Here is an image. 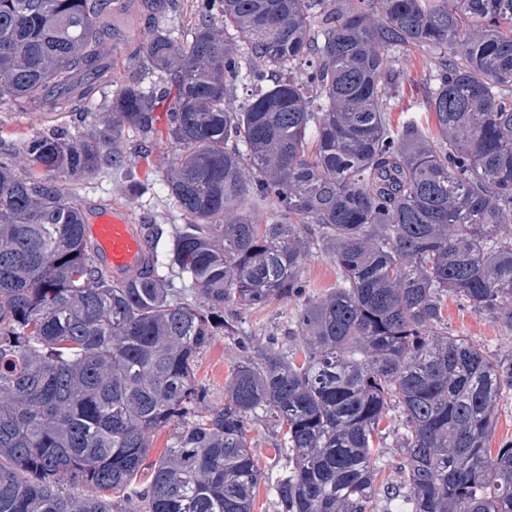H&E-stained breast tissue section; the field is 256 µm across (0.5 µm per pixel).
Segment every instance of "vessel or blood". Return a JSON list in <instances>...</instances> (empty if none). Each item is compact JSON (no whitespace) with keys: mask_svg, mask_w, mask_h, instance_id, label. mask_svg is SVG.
<instances>
[{"mask_svg":"<svg viewBox=\"0 0 512 512\" xmlns=\"http://www.w3.org/2000/svg\"><path fill=\"white\" fill-rule=\"evenodd\" d=\"M97 261L121 279L137 273L147 255L145 236L118 210H99L86 227Z\"/></svg>","mask_w":512,"mask_h":512,"instance_id":"1","label":"vessel or blood"}]
</instances>
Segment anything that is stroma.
I'll return each mask as SVG.
<instances>
[{
  "label": "stroma",
  "instance_id": "1",
  "mask_svg": "<svg viewBox=\"0 0 512 512\" xmlns=\"http://www.w3.org/2000/svg\"><path fill=\"white\" fill-rule=\"evenodd\" d=\"M115 22L124 30L126 40L115 47L110 77L81 111L63 115L22 112L10 100L0 99V161L9 164L17 175L26 173V163L18 151L24 139L57 125L77 131L89 125L102 127L111 124L112 115L107 112L106 105L137 67L131 50L137 46L141 30V24L134 16H119ZM401 66L406 80L392 103L393 121L414 115L421 118L424 128H433L434 121L426 116L422 103L429 75L435 67L434 59L425 51H416L402 58ZM167 127V113L161 109L157 112L155 133L148 151H141L138 133L128 129L122 131L113 144L115 151L122 155L126 168L135 177L149 179L151 189L147 195L128 190L122 179L108 168L91 181L67 185L80 206H117L128 213L132 223L158 226L160 234L157 242L161 245L169 238L173 226L185 221L166 189L169 164L176 154L172 141L167 137ZM302 276L311 286L312 299L324 296L336 282V265L331 255L319 250L308 254L302 266ZM295 305L292 299L272 300L248 313L246 327L260 337L284 336L287 316ZM443 314L453 335L466 337L490 354L512 357V330L494 318L476 312L452 295L446 300ZM242 360L243 354L235 341L222 336L216 337L210 347L201 353L196 364V378L208 391L209 405L223 406L224 384L232 368Z\"/></svg>",
  "mask_w": 512,
  "mask_h": 512
}]
</instances>
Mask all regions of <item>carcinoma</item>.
<instances>
[{
	"label": "carcinoma",
	"instance_id": "1",
	"mask_svg": "<svg viewBox=\"0 0 512 512\" xmlns=\"http://www.w3.org/2000/svg\"><path fill=\"white\" fill-rule=\"evenodd\" d=\"M111 2L0 0V98L66 112L93 96ZM138 4L147 38L112 125L28 138L24 177L0 165V512H253L258 421L275 429L276 512H512V441L489 444L512 358L443 316L453 294L512 329V239L497 235L512 220V0H196L182 43L164 26L173 0ZM412 50L438 61L434 134L390 121ZM151 73L166 85L143 87ZM165 101L166 186L188 223L165 261L153 250L117 281L56 182L123 169L111 141L152 137ZM317 249L336 286L199 410L200 353L217 336L253 348L244 314L305 296ZM385 420L399 481L380 491Z\"/></svg>",
	"mask_w": 512,
	"mask_h": 512
}]
</instances>
